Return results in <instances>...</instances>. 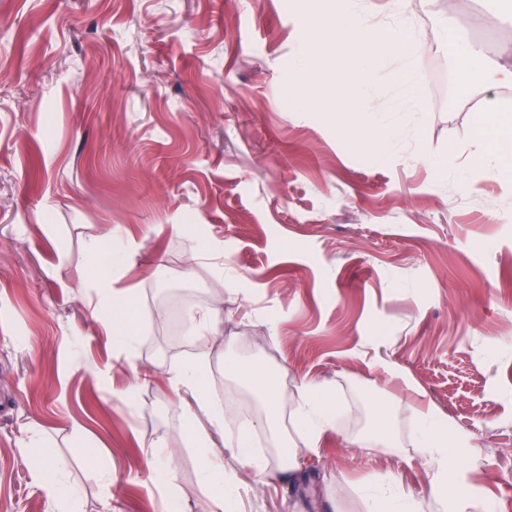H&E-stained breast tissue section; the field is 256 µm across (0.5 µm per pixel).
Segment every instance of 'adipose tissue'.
I'll list each match as a JSON object with an SVG mask.
<instances>
[{"mask_svg":"<svg viewBox=\"0 0 512 512\" xmlns=\"http://www.w3.org/2000/svg\"><path fill=\"white\" fill-rule=\"evenodd\" d=\"M452 52L458 68L460 81H468L472 68H479L486 84L494 86L512 83V67L484 65L479 46L453 41ZM485 119L479 128V137L490 145L485 160L494 167L512 162V114L500 110L495 101H486ZM97 318L112 342L124 349H131L136 340V321L130 298L126 291L113 289L104 284L103 299L97 310ZM207 353H199L192 367L174 371L171 384L176 391L189 394L194 401L187 410L190 441L195 447L199 463L201 484L211 498L216 512H234L235 485L224 472V459L212 446L209 427L224 431V446L242 464L254 468L257 474H265L262 464L256 463L251 454V441L257 431L276 433L280 414V396L267 377L266 372L256 366H246L240 361L229 360L225 368L235 376L245 377L259 393L263 404L262 413L252 422L229 429L225 417L206 393ZM338 398L323 385L315 382L303 383L294 399L293 412L299 429L306 431L309 445H317L322 435L334 428ZM207 418L208 426H201L200 418ZM418 445L434 463L432 496L440 501L465 502L467 492L457 480L464 459L465 448L471 447L472 439L461 432H449L443 420L430 413H420L418 421ZM62 468L54 461L51 449H43L33 471L38 486L46 497L61 508H68L73 491L62 479ZM369 512H424L423 500L401 493L397 480L392 476L378 477L367 492Z\"/></svg>","mask_w":512,"mask_h":512,"instance_id":"1","label":"adipose tissue"}]
</instances>
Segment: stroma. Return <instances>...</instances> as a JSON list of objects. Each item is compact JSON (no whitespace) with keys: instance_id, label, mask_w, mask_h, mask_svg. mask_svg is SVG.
<instances>
[{"instance_id":"1","label":"stroma","mask_w":512,"mask_h":512,"mask_svg":"<svg viewBox=\"0 0 512 512\" xmlns=\"http://www.w3.org/2000/svg\"><path fill=\"white\" fill-rule=\"evenodd\" d=\"M362 5L378 27L404 13L418 47L415 97L392 64L369 87L401 129L381 161L329 111L332 50L321 110L293 85L299 16L320 21L335 0H0V512H56L29 470L42 444L76 512H168L146 466L155 443L173 452L185 512H210L169 381L199 348L175 350L153 314L189 285L220 301L211 365L260 364L285 399L268 477L224 458L237 512H366L365 486L388 473L427 495L419 410L474 440L468 499L448 512H512V172L487 173L475 136L486 100L512 113V84L441 87L432 69L469 29L511 66L512 0ZM451 150L455 170L435 175L430 158ZM106 232L112 277L136 296L129 352L93 316L87 244ZM308 381L340 402L314 449L291 417ZM381 399L392 447L351 446Z\"/></svg>"}]
</instances>
